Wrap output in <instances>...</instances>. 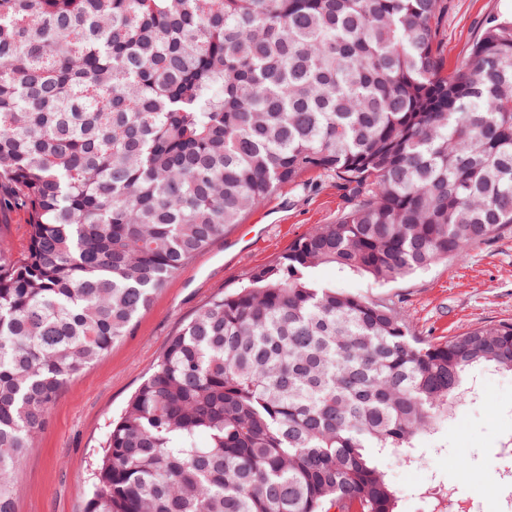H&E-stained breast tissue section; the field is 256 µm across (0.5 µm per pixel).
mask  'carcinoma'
<instances>
[{
    "instance_id": "cac0c4a2",
    "label": "carcinoma",
    "mask_w": 512,
    "mask_h": 512,
    "mask_svg": "<svg viewBox=\"0 0 512 512\" xmlns=\"http://www.w3.org/2000/svg\"><path fill=\"white\" fill-rule=\"evenodd\" d=\"M444 0H0V512L61 389L283 184L355 202L215 297L112 420L85 512H400L379 455L512 375V322L446 340L384 285L512 229V16L450 71ZM13 190L11 185L6 183H2L0 188L2 199L9 198L11 201L0 211V238L18 256L26 245L28 212L21 199L15 197Z\"/></svg>"
}]
</instances>
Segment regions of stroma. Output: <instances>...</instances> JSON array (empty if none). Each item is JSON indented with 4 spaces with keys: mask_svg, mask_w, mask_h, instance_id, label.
<instances>
[{
    "mask_svg": "<svg viewBox=\"0 0 512 512\" xmlns=\"http://www.w3.org/2000/svg\"><path fill=\"white\" fill-rule=\"evenodd\" d=\"M512 12V0H447L438 40L449 65L462 63L485 19ZM0 240L21 254L28 212L9 184ZM352 204L335 175L314 174L279 187L222 240L199 252L154 298L129 335L59 393L36 445L16 474L17 512H84L96 459L114 416L154 368L168 341L213 297L285 253L297 238L332 224ZM321 280L368 298L393 301L418 334L440 340L468 329L512 322V232L473 247L465 260L442 263L400 282L376 286L323 268ZM512 437V378L483 375L475 400L418 441L422 463L407 469L396 454L382 460L401 495V512H433L426 488L454 485L473 512H501L489 473L501 442Z\"/></svg>",
    "mask_w": 512,
    "mask_h": 512,
    "instance_id": "stroma-1",
    "label": "stroma"
}]
</instances>
